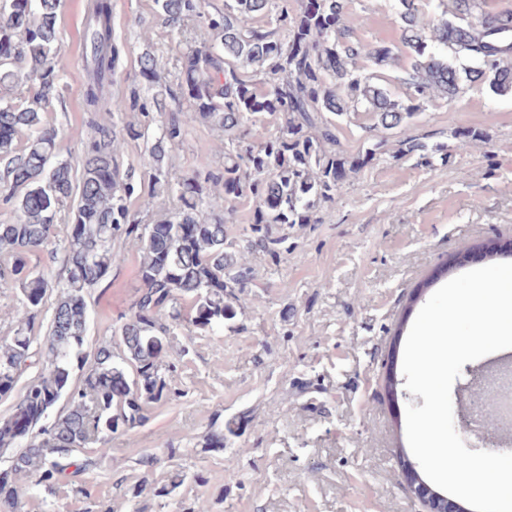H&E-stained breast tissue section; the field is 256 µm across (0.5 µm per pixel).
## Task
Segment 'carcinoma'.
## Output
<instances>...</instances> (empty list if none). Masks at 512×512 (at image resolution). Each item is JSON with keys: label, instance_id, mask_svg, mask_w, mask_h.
I'll use <instances>...</instances> for the list:
<instances>
[{"label": "carcinoma", "instance_id": "1", "mask_svg": "<svg viewBox=\"0 0 512 512\" xmlns=\"http://www.w3.org/2000/svg\"><path fill=\"white\" fill-rule=\"evenodd\" d=\"M400 41L374 47L354 38L345 24L346 0H224V11L204 12V0H154L155 13L170 27L198 19L194 44L179 57L177 88L163 80L150 50L139 56L144 94L112 97L121 48L112 36L111 0H89L83 87L84 111L93 136L80 172L58 158L57 131L44 121L63 60L57 52L60 0H0V194L13 219L0 223V288L19 286L22 324L0 339V398L12 396L18 378L39 357L45 371L33 380L0 419V454L10 453V476L0 478V512H18L16 476L52 490L80 477L92 460L87 445L105 456L112 435L135 428L147 407L171 399L165 372L183 352L169 347L174 326L186 320L212 331L236 316L251 267L226 232L236 200L248 192L255 203L249 246L279 256L285 228L320 224L321 205L336 202L347 180L385 145L349 158L336 149L335 118L362 106L384 130L403 128L438 96L454 101L479 81L491 93H512V8L492 9L488 0H439L430 18L422 0H396ZM472 58L480 67L461 76L449 57ZM409 67H403V58ZM364 59L377 69L405 68L404 97L394 98L356 66ZM29 83L33 93L18 104L9 94ZM166 112L159 137L144 166L161 183L163 164L181 142L185 125L199 122L224 134V170L208 173V190L198 176L178 180L179 208L155 224L131 219L132 175L122 169L125 137H145L127 126L101 124L99 112ZM258 116L280 121L275 133L246 127ZM399 155L433 154L413 136L399 140ZM70 205L81 237L66 235V276L52 284L29 265V254L49 246L57 214ZM211 217L203 218L202 208ZM135 236L142 253L141 286L126 321L89 354V291L100 284L120 255L112 241ZM58 287L48 336L33 347L31 333L50 289ZM82 371L79 382L73 370ZM62 411L53 413L60 401ZM244 417L210 429L204 447H224Z\"/></svg>", "mask_w": 512, "mask_h": 512}]
</instances>
